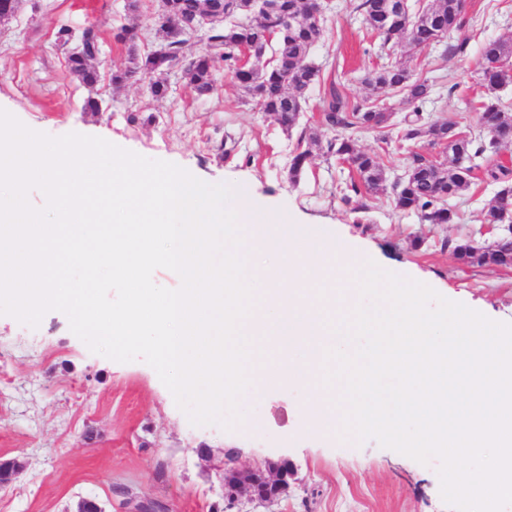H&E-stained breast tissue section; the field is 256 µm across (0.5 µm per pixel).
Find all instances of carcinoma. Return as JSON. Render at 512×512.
Returning <instances> with one entry per match:
<instances>
[{"mask_svg": "<svg viewBox=\"0 0 512 512\" xmlns=\"http://www.w3.org/2000/svg\"><path fill=\"white\" fill-rule=\"evenodd\" d=\"M279 8L267 13L255 8L253 0H160L154 37L157 47L140 55L138 44L144 33L136 26H121L113 33L116 43L129 55V65L112 72V85L122 86L148 82L150 93L163 98L168 93L167 71L184 60L189 32L202 16L221 9L224 21L212 27L210 43L193 54L183 66V78L198 95L214 89L216 64L224 62L225 75L236 83L244 95L260 110L270 115L288 132L298 123L307 103V92L319 75V69L308 62L311 48L322 38L324 25L311 20L312 0H277ZM396 0H360L355 9L361 11L368 29L388 43L405 38L418 47L440 43L448 32L464 21V0H431L416 7L415 14H398L386 24L387 14L394 11ZM100 34L96 26L85 29L79 44L68 56L70 72L84 85L92 86L99 74L92 61L99 53ZM249 53L247 63H240L239 53ZM482 94L477 100L480 125L489 139H476L462 134L459 122L439 119L429 125L421 123L420 105L429 97L431 86L411 73L399 61L386 60L369 71L363 83L370 97L365 103L349 105L329 82L323 97L322 122L340 131L327 141L326 153L347 162L356 176L345 182L342 200L353 204L356 213L370 210L368 195L386 181V172L377 157L357 148L349 131L356 128L380 129L386 108L379 98L388 91L404 94L413 106V118L403 131V139L421 135L444 146L451 153V163H433L421 155L413 157L404 175L393 183V204L401 211L418 214L429 224H452L458 214L448 208V198L468 190L472 179V158L487 151L495 152L512 143V113L505 111L497 91L505 81L499 63L512 59V39L490 40L481 50ZM487 180L499 185L486 220L499 224L512 215V170L504 165L484 171ZM455 257L464 263L512 265V232L502 234L493 245L477 248L472 244L452 246Z\"/></svg>", "mask_w": 512, "mask_h": 512, "instance_id": "carcinoma-1", "label": "carcinoma"}]
</instances>
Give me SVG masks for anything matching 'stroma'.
Wrapping results in <instances>:
<instances>
[{
    "label": "stroma",
    "mask_w": 512,
    "mask_h": 512,
    "mask_svg": "<svg viewBox=\"0 0 512 512\" xmlns=\"http://www.w3.org/2000/svg\"><path fill=\"white\" fill-rule=\"evenodd\" d=\"M323 38L309 55L321 69L291 132L244 101L225 74L214 91L197 95L181 72L168 78L165 98L146 84L115 87L113 70L128 53L112 31L134 24L147 37L140 53L156 46L150 31L160 0H140L128 13L125 0H21L15 17L0 25V108L27 127L51 136L104 132L111 143L153 160L180 166L210 184H246L256 203L322 225L366 247L383 270L437 288L449 300L512 323V267L466 265L444 241L489 246L496 233L485 221L498 187L475 178L464 195L450 198L452 224H424L417 214L396 210L392 190L377 191L365 215L341 199L349 168L312 147L298 179L290 161L300 136L333 138L320 124L322 98L337 80L348 104L368 96L361 78L382 58L404 62L433 86L422 104L426 121L453 118L482 135L474 104L480 93L481 46L512 38V0H466L462 27L429 48L405 41L382 43L372 35L352 0H334ZM97 24L103 51L94 65L97 85L74 81L59 27L73 32ZM102 100L99 112L84 111L87 98ZM387 128L353 131L357 147L376 154L388 180L404 173L414 155L444 162L450 155L428 138L402 140L410 107L402 94L385 97ZM235 141L225 153L224 139ZM304 391L293 389L259 400L244 396L243 421L233 430L196 426L176 404L156 370L143 360L121 363L92 353L59 311L38 327L0 315V456L21 458L25 467L0 488V512H73L83 497L105 502L107 512H127L133 503H158L168 512H214L222 502L218 467L225 457L250 464L290 460L298 482L273 505L248 512H454L442 498L438 459L421 464L369 438L354 443L306 430Z\"/></svg>",
    "instance_id": "1"
}]
</instances>
